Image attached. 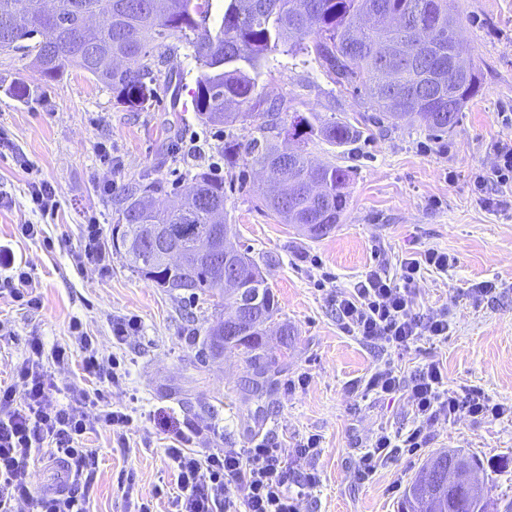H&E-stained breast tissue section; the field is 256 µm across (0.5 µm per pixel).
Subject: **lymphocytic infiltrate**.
Here are the masks:
<instances>
[{"mask_svg":"<svg viewBox=\"0 0 512 512\" xmlns=\"http://www.w3.org/2000/svg\"><path fill=\"white\" fill-rule=\"evenodd\" d=\"M453 263L448 253L429 248L404 259L399 276L376 271L362 276L336 299L344 328L362 339L382 341L397 354L408 351L421 337L447 336V311L415 313L412 298L422 272H444ZM69 357V348L59 346L48 354L41 339L32 337L26 357L16 367L15 382L0 385V512H14L15 503L21 501L29 502L33 512H88V488L98 454L86 446V435L101 428L110 430L118 444L127 441L133 422L129 413L84 389L60 396L48 365L67 363ZM366 390L378 396L406 391L413 419L407 432L382 430L374 435L359 459L365 472L388 460L398 447L411 451L422 447L437 419H455L463 410L475 418L496 420L507 412L483 391L448 389L435 360L407 380L398 376L393 361H385L369 377ZM199 434L194 425H186L165 450L179 490L172 501L174 512H298L297 492L288 488L285 449L262 442L240 450L197 449L193 442ZM38 455L60 468L58 488L34 487L28 464ZM240 482L248 493L239 505L231 490Z\"/></svg>","mask_w":512,"mask_h":512,"instance_id":"1","label":"lymphocytic infiltrate"}]
</instances>
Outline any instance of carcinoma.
Instances as JSON below:
<instances>
[{
	"label": "carcinoma",
	"instance_id": "cac0c4a2",
	"mask_svg": "<svg viewBox=\"0 0 512 512\" xmlns=\"http://www.w3.org/2000/svg\"><path fill=\"white\" fill-rule=\"evenodd\" d=\"M99 0H60L56 11L58 48L62 65L34 66L39 80H60L67 68L75 66L112 90L115 102L132 112L148 108L156 97L154 67L161 58L157 50L177 49L168 39L192 49L198 76L192 107L204 125H231L258 115L263 122L261 135L243 145L229 137L224 141V165L232 173L250 160L272 174L286 176L288 141L282 138L280 108L265 106L255 94L257 78L272 53L293 57L312 56L318 60L336 85L350 86L363 94L372 115L363 121L379 124L384 120L405 123L432 133L448 131V116L459 123L461 109L448 104V86H439L429 75L448 74L452 57L448 48L455 41L459 15L450 0H163L164 10L152 8V0H112V20L96 26L84 25L82 41L96 45L101 57L96 66L85 61L81 47L68 29L76 20L74 7L97 12ZM393 12L409 13L407 29L367 25L364 18L376 4ZM23 14L29 25L7 31L4 19ZM45 23L43 0H0V52L22 50L39 57L44 51ZM403 39L410 46L412 59L394 64V83L386 86L380 75V62L390 43ZM474 80L461 85L462 103H467L481 86L480 69L471 65ZM246 111L241 112L239 108ZM293 129L316 136L332 145L356 141L361 131L349 120L326 118L319 112L296 115ZM294 176L318 179L330 184V192L314 195L300 185L291 200L266 199V207L286 224H304L311 239H319L340 223L349 203V170L330 162L315 163L302 152L296 153ZM164 191L161 181L142 178L136 191L121 200L119 218L113 227V249L123 255L130 268L161 288L184 291L191 296L207 294L235 308L238 296L226 290L203 264L182 267L165 261L144 248L146 225L162 227L178 246L190 249L196 241L214 231L212 210H224V180L210 171H199L176 210L160 208L155 196ZM247 291L262 292L249 328L232 348L240 350L262 378L271 362L265 354V325L278 308L256 262L241 255ZM487 501L458 498L437 491L414 478L405 492L401 512H489Z\"/></svg>",
	"mask_w": 512,
	"mask_h": 512
}]
</instances>
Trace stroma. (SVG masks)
Returning a JSON list of instances; mask_svg holds the SVG:
<instances>
[{"mask_svg": "<svg viewBox=\"0 0 512 512\" xmlns=\"http://www.w3.org/2000/svg\"><path fill=\"white\" fill-rule=\"evenodd\" d=\"M462 17L457 30L462 57L481 68L479 93L464 106L459 124L436 136L406 125L368 124L359 140L343 147L305 144L312 158L348 168L349 204L328 235L312 240L281 223L263 202L259 166L227 174L224 141L259 136V118L233 126H206L193 111L197 68L191 51L179 46L155 68L157 97L142 112L117 105L112 92L72 68L42 84L31 59L0 54V242L11 245L17 265L38 281L41 309L12 301L0 271V322L11 335L0 338V383L10 384L27 351L40 337L45 351L73 344L71 321L95 336L100 353L123 359L126 377L100 386L74 352L68 364L51 366L56 386L103 389L115 407L134 411L129 445L116 447L107 430L93 432L99 465L89 489L90 512H126L117 487L120 472L134 475L140 494L153 497L155 512H172L178 493L164 449L179 427L192 423L199 448H246L264 440L292 448L314 434L319 455L288 459V481L305 470L320 474L317 487L299 500V512H399L412 479L427 458L443 450L477 455L475 477L484 497L497 506L512 502V415L497 420L460 413L455 422L436 420L425 448L395 453L374 472L358 460L378 430L412 421L405 395L364 397L371 372L387 358L382 342L348 335L336 298L366 273L398 276L402 259L429 248L455 259L445 272L420 279L415 312L447 308L446 339L411 346L397 366L410 377L436 360L450 388H480L494 402L512 406V205L501 193L474 186V174L494 166V146L512 141V0H455ZM30 86L17 98L18 79ZM257 93L284 105L282 118L319 112L340 118L364 115L361 97L333 83L314 58L280 55L258 79ZM111 162H103V151ZM208 170L224 180L234 245L258 262L278 306L266 338L276 364L269 385L251 390L255 370L238 350L210 355L207 331L223 307L181 291H168L129 269L113 255L108 271L78 266L73 255L84 224L112 229L118 200L141 175L162 180V206L176 204L193 174ZM55 188L56 215L35 210L31 178ZM38 224L43 234L19 239L16 227ZM483 282L495 290L475 298ZM134 317L140 329L124 344L112 340V324ZM287 326L290 346L278 333Z\"/></svg>", "mask_w": 512, "mask_h": 512, "instance_id": "35a3bbf8", "label": "stroma"}]
</instances>
